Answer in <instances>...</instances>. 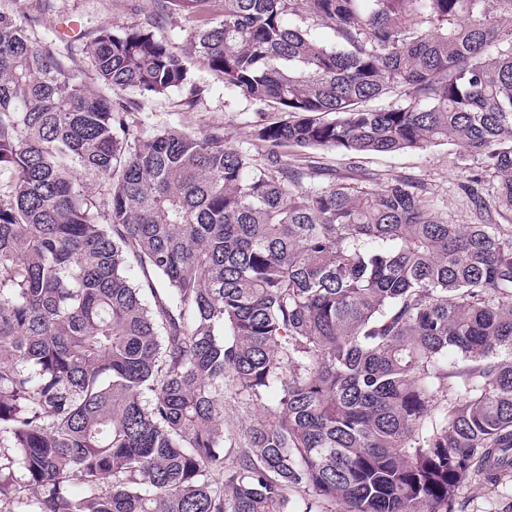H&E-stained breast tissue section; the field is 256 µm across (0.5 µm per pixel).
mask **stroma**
Returning <instances> with one entry per match:
<instances>
[{"instance_id":"obj_1","label":"stroma","mask_w":512,"mask_h":512,"mask_svg":"<svg viewBox=\"0 0 512 512\" xmlns=\"http://www.w3.org/2000/svg\"><path fill=\"white\" fill-rule=\"evenodd\" d=\"M16 6L24 15L38 19L39 38L53 39L66 61L81 69L87 86L95 92L101 85L87 68L85 33L107 27L119 34L144 24L157 11L155 0H54L49 11L42 0H17ZM192 79L200 91L192 106L187 105L186 95L180 91L153 98L132 91L123 93L120 100L129 106L132 131L146 135L168 127L201 135L220 127L229 145L249 147L254 104L241 93L225 88L203 61L195 62ZM308 161L316 167L333 169L340 176L359 166L381 183L397 176L417 179L426 187L430 209L444 220L455 224L475 220L459 189L464 162L454 147L441 145L425 151L364 156L320 150L310 154ZM458 500L463 512H512V474L493 485L475 479L465 481Z\"/></svg>"}]
</instances>
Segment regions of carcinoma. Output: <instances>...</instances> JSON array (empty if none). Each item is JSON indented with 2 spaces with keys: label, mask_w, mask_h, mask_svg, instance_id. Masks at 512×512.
Listing matches in <instances>:
<instances>
[{
  "label": "carcinoma",
  "mask_w": 512,
  "mask_h": 512,
  "mask_svg": "<svg viewBox=\"0 0 512 512\" xmlns=\"http://www.w3.org/2000/svg\"><path fill=\"white\" fill-rule=\"evenodd\" d=\"M157 2L203 27L180 52L96 29L98 93L0 8V501L456 512L512 472V233L304 153L450 143L475 212L491 176L512 213V0ZM196 55L256 105L260 156L129 133L108 93L193 95ZM233 394L261 412L228 436Z\"/></svg>",
  "instance_id": "obj_1"
}]
</instances>
